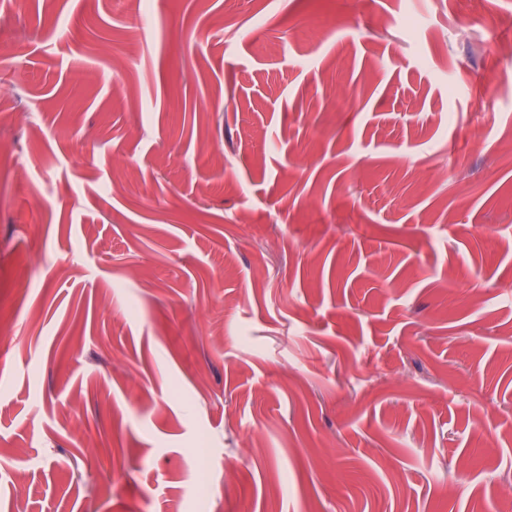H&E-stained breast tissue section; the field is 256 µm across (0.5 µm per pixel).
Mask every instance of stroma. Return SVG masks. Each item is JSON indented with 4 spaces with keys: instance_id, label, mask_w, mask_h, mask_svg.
<instances>
[{
    "instance_id": "obj_1",
    "label": "stroma",
    "mask_w": 512,
    "mask_h": 512,
    "mask_svg": "<svg viewBox=\"0 0 512 512\" xmlns=\"http://www.w3.org/2000/svg\"><path fill=\"white\" fill-rule=\"evenodd\" d=\"M0 360V512H512V0H0Z\"/></svg>"
}]
</instances>
